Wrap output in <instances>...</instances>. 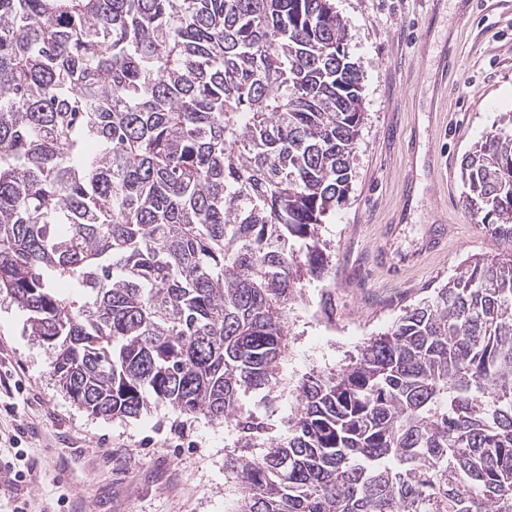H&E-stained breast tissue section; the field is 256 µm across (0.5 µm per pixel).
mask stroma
<instances>
[{"instance_id": "stroma-1", "label": "stroma", "mask_w": 512, "mask_h": 512, "mask_svg": "<svg viewBox=\"0 0 512 512\" xmlns=\"http://www.w3.org/2000/svg\"><path fill=\"white\" fill-rule=\"evenodd\" d=\"M363 75L365 119L352 190L322 224L335 280L309 279L288 313L282 386L270 421L283 427L297 383L345 365L365 339L387 332L405 306L430 296L467 258L495 257L500 241L464 207L460 163L512 113V0H333ZM442 161L433 170L432 158ZM447 250L426 254L431 226ZM25 316L0 302V379L15 373L37 395L24 404L0 386V429L24 427L0 502L27 512H225L235 490L224 456L236 435L165 406L137 420L106 419L61 392L48 349ZM17 403L5 413V402ZM66 507H58V497Z\"/></svg>"}]
</instances>
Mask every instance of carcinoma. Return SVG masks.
<instances>
[{"label": "carcinoma", "mask_w": 512, "mask_h": 512, "mask_svg": "<svg viewBox=\"0 0 512 512\" xmlns=\"http://www.w3.org/2000/svg\"><path fill=\"white\" fill-rule=\"evenodd\" d=\"M363 120L332 0H0V298L78 407L232 425L227 512H512L509 113L461 162L502 252L303 377L285 432L243 404L331 269Z\"/></svg>", "instance_id": "1"}]
</instances>
